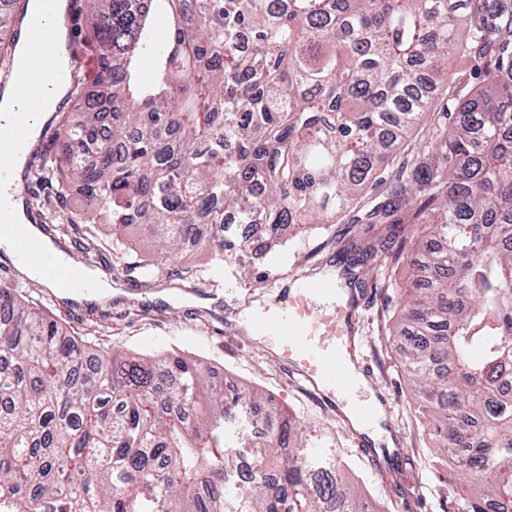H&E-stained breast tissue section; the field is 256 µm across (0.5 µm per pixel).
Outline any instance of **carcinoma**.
<instances>
[{
	"label": "carcinoma",
	"mask_w": 512,
	"mask_h": 512,
	"mask_svg": "<svg viewBox=\"0 0 512 512\" xmlns=\"http://www.w3.org/2000/svg\"><path fill=\"white\" fill-rule=\"evenodd\" d=\"M112 109L76 94L68 153L35 176L84 209L38 205L40 229L102 260L143 225L150 278L188 245L221 256L224 214L276 254L291 224H333L370 184L380 233L353 266L418 238L396 336L430 436L470 488L454 512H512V0H84ZM163 12L176 44L158 41ZM21 6L0 10L14 29ZM481 86L434 112L459 62ZM0 503L10 512H375L326 435L256 387L224 389L177 353L78 347L0 283ZM265 412L262 442L227 426ZM249 457L253 476L227 492Z\"/></svg>",
	"instance_id": "1"
}]
</instances>
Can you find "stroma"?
I'll list each match as a JSON object with an SVG mask.
<instances>
[{"instance_id": "stroma-1", "label": "stroma", "mask_w": 512, "mask_h": 512, "mask_svg": "<svg viewBox=\"0 0 512 512\" xmlns=\"http://www.w3.org/2000/svg\"><path fill=\"white\" fill-rule=\"evenodd\" d=\"M69 58L81 86L97 92L98 52L85 33L76 35ZM352 219V214L347 213L328 230H308L302 241L281 247L275 257L252 246L225 254L224 285L220 288L207 278L184 281L178 277V270L211 266L208 252L191 248L173 262L174 274L170 277L147 280L117 272L112 282L120 293L103 303L65 302L58 292L38 284L29 274L23 279L24 290L41 301L75 338L86 336L91 323L96 322L106 328L104 334L96 336V343L112 350L150 354L180 349L213 369L216 378L228 386L246 382L305 419L323 423L335 432L338 448L353 471L364 479L366 493L377 502L391 501V512H452V493L465 491L466 480L453 471L444 483L434 477L433 441L427 426L413 411V398L402 371L404 355L384 332L389 316L399 310L400 292L411 276L406 263L392 268H358L365 304L359 310L356 333L360 350L372 365L379 384L392 395L386 430L396 440L402 456L410 458L414 477L426 483L422 497L401 494L389 483L378 481L367 460L355 454L343 420L318 401L302 377L280 359L277 343H260L237 332L235 318L240 312L257 302L272 303L277 289L285 287L290 277H311L315 272L308 259L311 248L321 245L326 235H343L346 226L353 225Z\"/></svg>"}]
</instances>
